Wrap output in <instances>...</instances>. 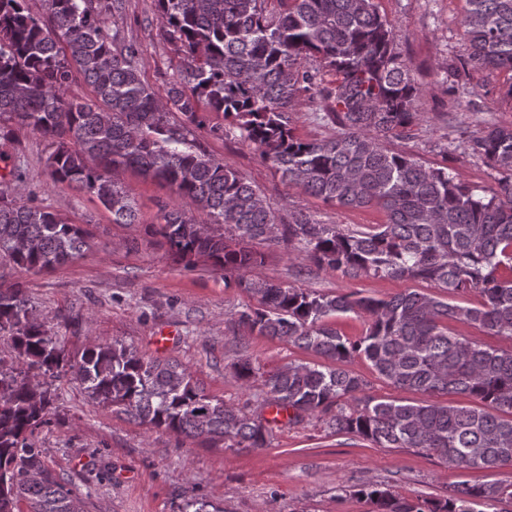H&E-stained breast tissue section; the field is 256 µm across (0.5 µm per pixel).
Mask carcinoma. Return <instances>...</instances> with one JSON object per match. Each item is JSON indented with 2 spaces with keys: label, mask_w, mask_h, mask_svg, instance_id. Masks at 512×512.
Masks as SVG:
<instances>
[{
  "label": "carcinoma",
  "mask_w": 512,
  "mask_h": 512,
  "mask_svg": "<svg viewBox=\"0 0 512 512\" xmlns=\"http://www.w3.org/2000/svg\"><path fill=\"white\" fill-rule=\"evenodd\" d=\"M27 2L0 0V158L17 128L49 138L52 185L95 196L114 224L137 223L131 194L115 177L121 169L191 198L197 214L172 207L153 233L185 266L208 263L252 295L256 304L230 313L238 326L326 360L268 374L250 356L236 361L241 386L262 380L265 403L287 411L288 423L319 416L338 435L419 448L462 471L512 467V347L479 345L451 328L468 324L512 341V127L462 140L497 173V188L484 196L448 167L384 146L409 136L421 90L374 0H284L277 16L266 14L265 0H157L162 33L188 62L163 101L140 78L138 47L108 34L93 0H44V20ZM466 2L468 55L448 63V97L456 103L470 71H512V0ZM77 74L93 99L68 97ZM303 96L339 126L335 136L293 134L288 110ZM201 103L224 113L289 184L340 208H375L383 222L345 230L301 211L283 222L251 182L189 138V126L204 125ZM173 112L185 122L169 123ZM203 224L225 232L200 234ZM254 241H295L317 268L348 280L424 282L439 292L406 288L376 298L252 279L248 273L264 262ZM86 245L80 225L30 199L0 196L1 258L41 272L80 258ZM468 293L480 297L477 304L453 303ZM348 313L367 320L357 338L330 322ZM0 335L14 350L10 365L0 359V481L9 482L0 512H78L71 489L31 441L49 423L53 403L48 387L29 382L32 372L54 378L69 371L93 404L213 446L266 448L278 423L208 395L178 362L146 359L118 341L98 340L66 358L18 283L0 288ZM356 357L395 388L427 399L366 394L367 381L347 368ZM353 494L376 512H487L512 499V483L464 482L447 498L422 503L377 482Z\"/></svg>",
  "instance_id": "1"
}]
</instances>
